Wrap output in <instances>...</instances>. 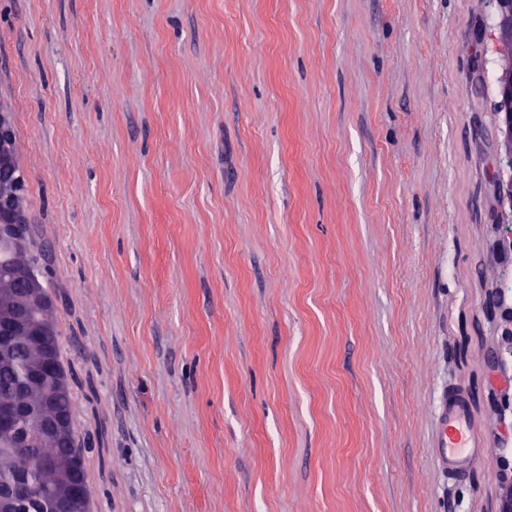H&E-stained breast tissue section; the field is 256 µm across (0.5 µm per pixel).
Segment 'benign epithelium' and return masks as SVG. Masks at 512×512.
<instances>
[{"label":"benign epithelium","mask_w":512,"mask_h":512,"mask_svg":"<svg viewBox=\"0 0 512 512\" xmlns=\"http://www.w3.org/2000/svg\"><path fill=\"white\" fill-rule=\"evenodd\" d=\"M498 41L512 50V0H498ZM499 151L512 156V59L496 76ZM18 168L10 113L0 112V170ZM21 179H0V366H10L19 346L32 355L22 399L0 403V476L9 489L0 493V512H14L31 483L24 448H47L36 458L37 489L46 512H88L90 490L82 456L67 447L75 432L71 413L61 404L69 377L56 358V302L41 276L30 268L24 221L14 209Z\"/></svg>","instance_id":"benign-epithelium-1"}]
</instances>
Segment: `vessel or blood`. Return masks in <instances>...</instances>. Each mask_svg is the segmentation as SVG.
<instances>
[{
  "label": "vessel or blood",
  "instance_id": "vessel-or-blood-1",
  "mask_svg": "<svg viewBox=\"0 0 512 512\" xmlns=\"http://www.w3.org/2000/svg\"><path fill=\"white\" fill-rule=\"evenodd\" d=\"M436 427L431 444L435 461L449 479L463 480L474 456H496L486 437L477 430L467 393L448 390L435 411Z\"/></svg>",
  "mask_w": 512,
  "mask_h": 512
}]
</instances>
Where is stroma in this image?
I'll return each mask as SVG.
<instances>
[{
	"mask_svg": "<svg viewBox=\"0 0 512 512\" xmlns=\"http://www.w3.org/2000/svg\"><path fill=\"white\" fill-rule=\"evenodd\" d=\"M492 0H0L91 512H501ZM468 398L463 389H448L435 411L432 452L438 467L455 481L467 476L474 456H499L496 448H490L486 437L477 430Z\"/></svg>",
	"mask_w": 512,
	"mask_h": 512,
	"instance_id": "stroma-1",
	"label": "stroma"
}]
</instances>
